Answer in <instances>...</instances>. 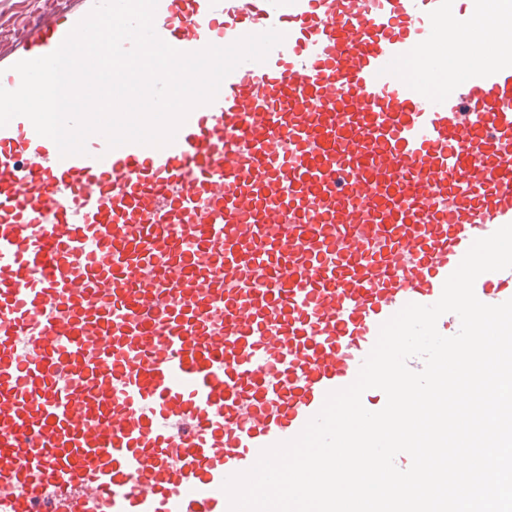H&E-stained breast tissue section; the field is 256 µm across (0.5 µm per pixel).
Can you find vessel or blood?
Segmentation results:
<instances>
[{
  "label": "vessel or blood",
  "mask_w": 512,
  "mask_h": 512,
  "mask_svg": "<svg viewBox=\"0 0 512 512\" xmlns=\"http://www.w3.org/2000/svg\"><path fill=\"white\" fill-rule=\"evenodd\" d=\"M97 0L7 46L53 52ZM486 0H158L175 49L285 35L174 143L0 127V512H228L225 479L350 385L512 223V39ZM512 299V269L475 282ZM489 1V8L485 18L486 29L496 37H512V15L500 12L495 5V0Z\"/></svg>",
  "instance_id": "1"
}]
</instances>
